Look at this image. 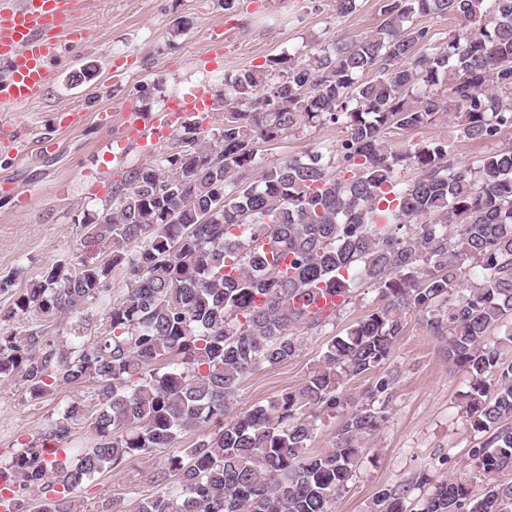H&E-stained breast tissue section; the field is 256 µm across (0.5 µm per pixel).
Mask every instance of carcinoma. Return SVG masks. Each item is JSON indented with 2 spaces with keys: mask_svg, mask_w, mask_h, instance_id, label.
I'll use <instances>...</instances> for the list:
<instances>
[{
  "mask_svg": "<svg viewBox=\"0 0 512 512\" xmlns=\"http://www.w3.org/2000/svg\"><path fill=\"white\" fill-rule=\"evenodd\" d=\"M383 2L364 35L225 76L222 125L206 135L183 121L171 153L128 169L83 222L112 252L45 268L0 317L70 320L76 339L56 345L41 324L0 334V383L23 382L32 400L91 383L97 399L66 404L42 433L62 443L89 422L75 459L25 443L0 460V512H74L73 495L96 476L161 449L170 453L149 474L158 490L135 512H335L398 374H381L357 402L342 387L389 364L410 312L468 376L482 484L420 471L380 488L373 512H512V483L496 481L512 470V334L487 343L512 316V146L469 166L442 142L386 140L442 114L470 140L512 128V0ZM426 15L460 28L435 42L417 21ZM316 123L341 125L345 138L244 182L261 145ZM407 169L416 176L404 183ZM469 262L480 281L462 288ZM117 272L126 290L114 300ZM358 280L381 306L331 339L301 387L226 419L244 377L292 358L297 327L325 322ZM327 293L340 297L330 310L317 307ZM338 412L331 447L309 451L320 417ZM195 430L194 447L173 450Z\"/></svg>",
  "mask_w": 512,
  "mask_h": 512,
  "instance_id": "1",
  "label": "carcinoma"
}]
</instances>
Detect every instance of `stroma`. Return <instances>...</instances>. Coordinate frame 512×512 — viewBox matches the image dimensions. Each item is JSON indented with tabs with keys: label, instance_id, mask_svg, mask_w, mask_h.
Masks as SVG:
<instances>
[{
	"label": "stroma",
	"instance_id": "obj_1",
	"mask_svg": "<svg viewBox=\"0 0 512 512\" xmlns=\"http://www.w3.org/2000/svg\"><path fill=\"white\" fill-rule=\"evenodd\" d=\"M381 0H359L355 13L341 17L333 0H87L77 25L93 34L81 44L62 42L50 61L52 80L40 99L1 113L19 126L16 150L0 151V179L14 182L16 192L0 194V279L11 280L0 292V311L40 280L45 267H72L111 250L110 240L85 235V217L101 211L128 168L151 165L168 142H126L101 146L100 113H116L127 104L147 114L168 111L192 89L209 91L204 128L220 126L225 75L255 69L269 58L292 54L312 42L330 43L345 35L374 30L382 21ZM82 112L77 128L60 126L63 112ZM341 126H301L288 138L264 145L259 167L290 156L339 143ZM391 141L447 143L459 160L476 165L482 157L512 146V129L489 141L461 137L447 116L412 130H391ZM380 303L374 287L353 288L349 300L321 326L300 328L296 355L248 374L239 386L232 415L265 404L287 389L304 384L331 338L343 335ZM391 369L399 378L387 420L367 443L336 512H369L375 492L402 483L426 470L438 477L473 479L469 450L478 436L465 421L462 396L468 390L464 372L448 368L442 340L432 336L420 314H408ZM88 387H60L41 399H30L18 381L0 384V457L9 458L21 444L40 438L48 417L71 398H88ZM163 455L137 459L117 472H106L77 494L75 512H94L109 497L135 507L153 495L148 475Z\"/></svg>",
	"mask_w": 512,
	"mask_h": 512
}]
</instances>
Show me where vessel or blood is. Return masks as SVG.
Returning <instances> with one entry per match:
<instances>
[{
	"mask_svg": "<svg viewBox=\"0 0 512 512\" xmlns=\"http://www.w3.org/2000/svg\"><path fill=\"white\" fill-rule=\"evenodd\" d=\"M82 0H11L0 7V111L39 99L50 82L48 61L61 38L77 43L87 34L74 27ZM174 116L142 119L134 106L118 117L105 114L100 126L107 139L125 137L159 140L172 130Z\"/></svg>",
	"mask_w": 512,
	"mask_h": 512,
	"instance_id": "b4317fda",
	"label": "vessel or blood"
}]
</instances>
